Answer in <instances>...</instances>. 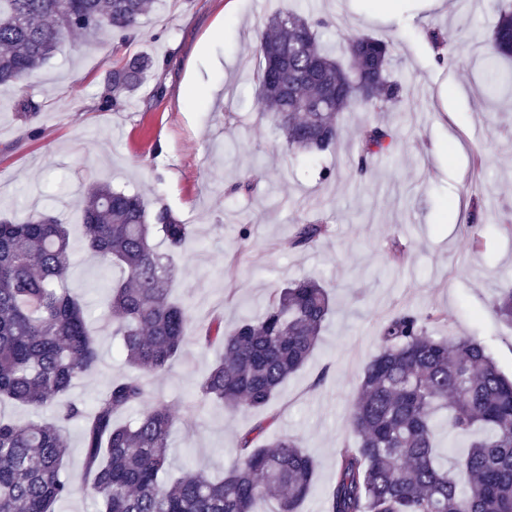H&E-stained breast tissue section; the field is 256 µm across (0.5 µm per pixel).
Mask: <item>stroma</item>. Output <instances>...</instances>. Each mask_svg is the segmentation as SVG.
Listing matches in <instances>:
<instances>
[{"label":"stroma","instance_id":"1","mask_svg":"<svg viewBox=\"0 0 512 512\" xmlns=\"http://www.w3.org/2000/svg\"><path fill=\"white\" fill-rule=\"evenodd\" d=\"M497 0H400L389 15L370 0H156L125 53L155 67L131 101L101 102L115 62V37L75 35L29 80L0 87V200L21 199L69 224L98 181L163 204L195 234L176 261L172 296L189 312L187 340L167 371L147 374L150 399L177 404L173 470L225 473L240 438L261 420L297 437L317 477L299 512H326L340 448L355 446L348 416L382 323L404 309L447 311L438 336L473 337L512 374V324L492 311L512 287V92L492 89L477 51L492 35ZM294 10L329 18L320 41L338 48L357 33L389 41L390 73L403 101L383 112L344 113L346 136L332 152L293 158L257 104L252 53L271 15ZM446 35L453 64L439 63L430 33ZM40 105L20 110L25 98ZM391 128L395 141L373 156L368 175L352 165L362 128ZM256 185L252 195L237 182ZM478 215V239L463 224ZM320 218L331 232L314 248H289L292 226ZM252 222L249 239L239 226ZM408 243L400 262L391 238ZM72 294L84 304L101 360L72 399L92 409L113 380L132 375L106 325L101 261L76 251ZM312 277L336 298L321 340L261 412L226 413L197 384L224 354L195 338L212 317L225 325L259 316L271 289ZM74 486L55 512H98L82 482L80 423L66 430Z\"/></svg>","mask_w":512,"mask_h":512}]
</instances>
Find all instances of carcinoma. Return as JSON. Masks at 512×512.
<instances>
[{"label": "carcinoma", "mask_w": 512, "mask_h": 512, "mask_svg": "<svg viewBox=\"0 0 512 512\" xmlns=\"http://www.w3.org/2000/svg\"><path fill=\"white\" fill-rule=\"evenodd\" d=\"M154 2L0 0V84L30 78L75 34L135 33ZM325 26L324 18L280 12L254 47L260 109L290 154L333 150L343 137L341 114L384 111L404 98L402 84L390 78L388 42L358 34L339 59L319 43ZM481 47L500 72L499 59L512 58L511 9L497 10ZM153 66L147 54L120 59L103 107L132 98ZM393 143L391 130L366 126L358 172L366 174L370 157ZM81 224L83 247L121 273L106 304L127 363L166 371L186 340L188 312L171 299L170 287L193 226L104 183L88 187ZM328 234L320 221H300L288 246L313 248ZM73 252L69 227L55 216L23 208L0 220V401L56 407L53 424L0 417V512H55L72 495L63 430L74 421L82 423L84 483L102 512H253L259 498L274 499L277 512H299L317 469L292 436L274 435L257 446L247 434L223 477L187 469L164 482L172 404L149 400L137 375L112 381L89 413L69 398L101 358L84 306L66 287ZM332 312L327 289L302 278L272 289L257 318H242L229 330L213 318L196 340L223 345L224 358L200 383L201 396L230 412L262 410L305 366ZM493 312L512 324V290ZM445 320L439 309H405L383 323L348 418L356 447L339 452L328 512H512V377L480 341L430 332ZM136 407L135 420L116 421ZM443 430L467 438V451L450 469L438 458Z\"/></svg>", "instance_id": "cac0c4a2"}]
</instances>
